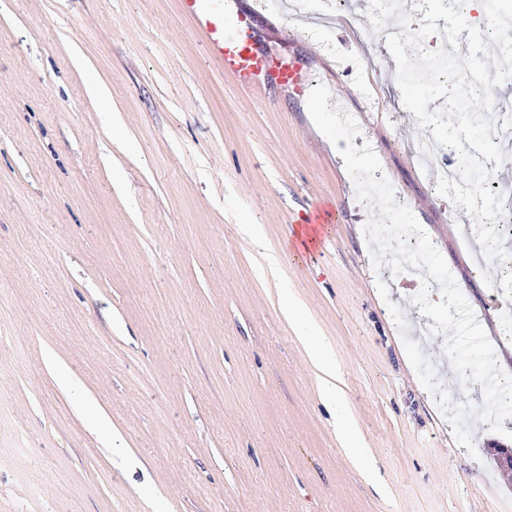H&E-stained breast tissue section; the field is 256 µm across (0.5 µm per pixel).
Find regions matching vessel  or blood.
<instances>
[{
    "label": "vessel or blood",
    "mask_w": 512,
    "mask_h": 512,
    "mask_svg": "<svg viewBox=\"0 0 512 512\" xmlns=\"http://www.w3.org/2000/svg\"><path fill=\"white\" fill-rule=\"evenodd\" d=\"M180 6L205 37L225 72L243 88L255 93L270 87L299 93L311 91L313 84L301 66L275 62L258 51V37L250 17L264 11V0H254L247 10L225 4L224 0H180Z\"/></svg>",
    "instance_id": "obj_1"
}]
</instances>
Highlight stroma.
Listing matches in <instances>:
<instances>
[{
  "mask_svg": "<svg viewBox=\"0 0 512 512\" xmlns=\"http://www.w3.org/2000/svg\"><path fill=\"white\" fill-rule=\"evenodd\" d=\"M255 16L262 52L299 63L442 255L494 350L503 264L475 268L418 153L396 62L343 0ZM97 86L99 96L89 95ZM347 159L306 97L259 102L224 73L179 0H0V512H500L504 432L470 419L474 452L410 365L414 289L375 268ZM337 221L295 251L298 215ZM387 280L381 299L378 280ZM305 306L337 363L371 469L347 455L304 344ZM405 324L397 326L388 305Z\"/></svg>",
  "mask_w": 512,
  "mask_h": 512,
  "instance_id": "1",
  "label": "stroma"
}]
</instances>
